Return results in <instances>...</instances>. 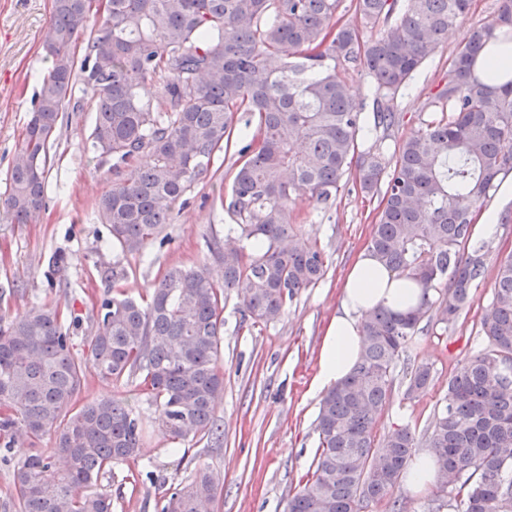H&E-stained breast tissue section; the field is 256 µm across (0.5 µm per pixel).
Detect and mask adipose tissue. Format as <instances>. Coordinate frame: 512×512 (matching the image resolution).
<instances>
[{"label": "adipose tissue", "mask_w": 512, "mask_h": 512, "mask_svg": "<svg viewBox=\"0 0 512 512\" xmlns=\"http://www.w3.org/2000/svg\"><path fill=\"white\" fill-rule=\"evenodd\" d=\"M421 296L420 288L390 272L372 252L359 253L347 272L340 305L326 331L320 353V385H333L353 371L360 357L359 330L366 312L384 308L406 313L417 306Z\"/></svg>", "instance_id": "adipose-tissue-1"}]
</instances>
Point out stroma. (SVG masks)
I'll list each match as a JSON object with an SVG mask.
<instances>
[{
    "label": "stroma",
    "mask_w": 512,
    "mask_h": 512,
    "mask_svg": "<svg viewBox=\"0 0 512 512\" xmlns=\"http://www.w3.org/2000/svg\"><path fill=\"white\" fill-rule=\"evenodd\" d=\"M52 0H0V196L8 184L9 165L20 142L47 72L43 42L51 19ZM497 0H472L467 16L443 37L436 53L413 75L408 94L398 101L400 123L392 142L410 136L430 117L428 102L437 91L444 64L469 37L473 27L494 19ZM94 115L73 112L51 150L48 208L41 223L15 224L0 208V315L11 316L43 303L58 305L78 352L87 349L95 327L97 298L112 289L113 267L124 268L123 288L136 297L152 288L172 265L204 268L221 278L223 267L209 250L213 239H225L230 219L212 208L214 194L228 191L236 170L238 147L257 132L254 115L235 117V149L216 159L217 173L206 175L177 207L166 232V244L150 242L142 253H124L112 243L106 225L98 223L94 205L111 188L116 174L99 164L89 149ZM353 172H346L334 200L297 202L293 222L305 238L316 241L329 256L321 281L303 290L285 313L269 323L254 324L242 316L236 290L224 293V335L216 362L224 391L214 418L220 439L167 440L160 412L136 385L115 391L95 372H87L77 393L78 403L121 393L138 413L145 431L137 458L116 464L92 490L111 496L113 512H157L159 493L192 471L207 468L221 474L224 485L215 512H285L288 498L311 467L317 446L315 420L324 394L315 378L326 328L339 305L342 279L359 252L366 249L377 221L378 199L352 192ZM500 200L509 220L490 235L491 252L484 279L473 291L467 314L443 335L417 334L395 370L391 398L377 421L378 436L408 426L423 434L448 392L457 365L475 352L474 337L492 300L499 259L512 254V202ZM65 263L54 266L55 254ZM431 366L427 390L405 399L411 367ZM154 480H146V472ZM408 512H457L436 486L414 492L399 483L393 493Z\"/></svg>",
    "instance_id": "1"
}]
</instances>
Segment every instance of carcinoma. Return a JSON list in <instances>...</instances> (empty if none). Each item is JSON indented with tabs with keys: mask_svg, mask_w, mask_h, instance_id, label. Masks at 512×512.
<instances>
[{
	"mask_svg": "<svg viewBox=\"0 0 512 512\" xmlns=\"http://www.w3.org/2000/svg\"><path fill=\"white\" fill-rule=\"evenodd\" d=\"M340 0H52L43 50L51 65L10 163L3 204L16 224L46 210L50 151L66 113L93 112L90 150L125 170L95 203L122 251L136 254L171 223L234 116H257L228 196L213 197L244 245L212 251L223 283L203 268L173 265L148 298L123 292L98 303L86 356L74 352L57 306L0 317V459L12 464L14 512H112L88 488L112 465L139 456L143 429L123 400L76 406L87 369L120 389L136 378L159 408L172 442L213 436L224 291L237 290L255 323L279 318L315 286L327 255L294 232L293 206L337 195L351 163L365 194L383 191L369 250L423 289L406 314L383 308L362 320L352 373L323 394L312 471L286 512H369L390 497L419 444L434 455L439 490L458 512H512V255L499 261L478 350L448 380L425 441L409 427L383 439L377 417L394 369L422 321L453 326L483 278L490 245L472 238L473 215L512 170V79L493 86L473 72L489 40H512V0L474 28L448 58L433 116L401 140L397 100L471 0H355L360 23L337 18ZM84 39L82 58L75 45ZM371 78L372 116L350 96L346 74ZM431 368L411 369L405 397L423 393ZM53 445L15 463L16 437ZM219 480L200 469L162 496L160 512H212Z\"/></svg>",
	"mask_w": 512,
	"mask_h": 512,
	"instance_id": "obj_1",
	"label": "carcinoma"
}]
</instances>
